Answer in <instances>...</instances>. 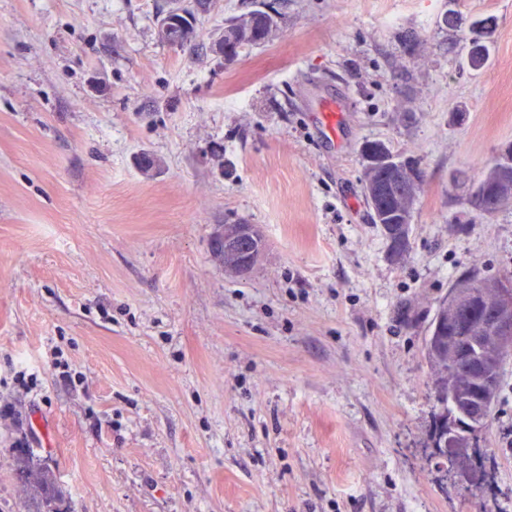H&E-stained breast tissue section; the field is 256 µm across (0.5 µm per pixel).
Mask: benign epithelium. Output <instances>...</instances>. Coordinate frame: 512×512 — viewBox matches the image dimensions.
<instances>
[{
  "label": "benign epithelium",
  "mask_w": 512,
  "mask_h": 512,
  "mask_svg": "<svg viewBox=\"0 0 512 512\" xmlns=\"http://www.w3.org/2000/svg\"><path fill=\"white\" fill-rule=\"evenodd\" d=\"M362 175L372 183L382 180L387 193L409 176L421 183L419 172H410L382 141L364 147ZM512 191V147L497 156L485 182L472 191L473 205L492 208L496 200ZM215 255L224 267L245 277L255 267L263 250V240L253 224H222L213 238ZM448 342L451 356L448 373L466 379L468 389L460 393L454 383L432 382L437 402L448 401L453 412L439 420L433 434V454L457 468V473L472 485L482 483L481 472L471 467L476 438L484 431L492 407L497 376L493 365L512 353V278L478 280L471 287L448 292Z\"/></svg>",
  "instance_id": "obj_1"
}]
</instances>
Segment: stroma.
Returning a JSON list of instances; mask_svg holds the SVG:
<instances>
[{"label":"stroma","instance_id":"35a3bbf8","mask_svg":"<svg viewBox=\"0 0 512 512\" xmlns=\"http://www.w3.org/2000/svg\"><path fill=\"white\" fill-rule=\"evenodd\" d=\"M258 3L180 48L168 0H0V512L20 445L72 512H512V358L478 490L430 454L424 355L462 271L512 276V206L457 180L512 143V0H270L276 36L225 61ZM450 13L493 18L480 71ZM366 140L423 175L398 263ZM222 224L265 236L249 277Z\"/></svg>","mask_w":512,"mask_h":512}]
</instances>
